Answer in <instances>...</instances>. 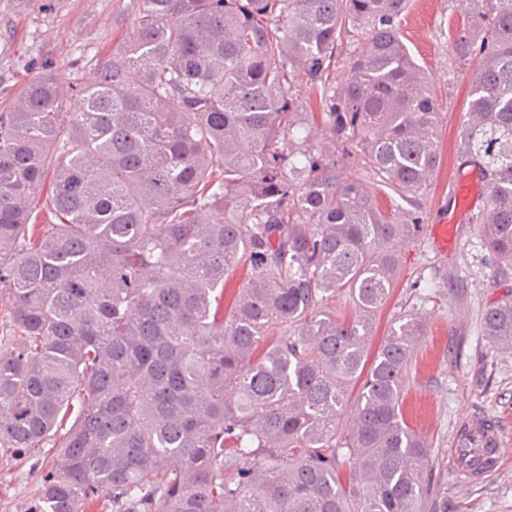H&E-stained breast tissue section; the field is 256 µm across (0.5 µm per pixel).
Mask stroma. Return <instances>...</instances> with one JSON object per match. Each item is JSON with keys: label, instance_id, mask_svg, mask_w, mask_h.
Wrapping results in <instances>:
<instances>
[{"label": "stroma", "instance_id": "obj_1", "mask_svg": "<svg viewBox=\"0 0 512 512\" xmlns=\"http://www.w3.org/2000/svg\"><path fill=\"white\" fill-rule=\"evenodd\" d=\"M128 0H0V112L50 64L67 88L66 105L78 98L71 86L95 80L97 59L127 33L116 20ZM461 16L454 0H412L401 22V36L414 60L428 73L441 112V162L409 207L384 184H376L380 208L395 217L419 216V238L402 248L403 273L375 318L374 336H385L403 314L426 326L415 348L404 390L406 418L430 445V479L445 492L435 512H512V351L493 347L481 331L490 304L512 289V273L496 280V262L485 248L476 218L486 206L478 190L471 210L459 218L455 241L441 249L432 227L454 211V182L464 168L456 158L457 130L468 107L471 64L452 53L450 33ZM478 414L500 428L505 455L478 482L462 486L454 476L448 450L460 421ZM52 452L38 462L18 463L0 455V512H28L42 470Z\"/></svg>", "mask_w": 512, "mask_h": 512}]
</instances>
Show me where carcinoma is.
<instances>
[{
	"mask_svg": "<svg viewBox=\"0 0 512 512\" xmlns=\"http://www.w3.org/2000/svg\"><path fill=\"white\" fill-rule=\"evenodd\" d=\"M409 5L130 0L132 30L75 87L77 110L46 65L0 112V449H56L28 512H425L440 494L403 409L425 326L401 317L373 345L420 223L335 160L411 203L439 165L440 112L400 35ZM458 9L453 52L480 61L457 159L484 182L477 220L505 276L512 0ZM298 81L319 96V144L295 136ZM338 294L354 318L328 308ZM482 329L512 349V293ZM358 47V41L351 38L345 41L343 46L336 53V63L331 74V81L333 84H336V87L344 83L347 78L350 56Z\"/></svg>",
	"mask_w": 512,
	"mask_h": 512,
	"instance_id": "obj_1",
	"label": "carcinoma"
}]
</instances>
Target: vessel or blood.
Listing matches in <instances>:
<instances>
[{
  "instance_id": "obj_1",
  "label": "vessel or blood",
  "mask_w": 512,
  "mask_h": 512,
  "mask_svg": "<svg viewBox=\"0 0 512 512\" xmlns=\"http://www.w3.org/2000/svg\"><path fill=\"white\" fill-rule=\"evenodd\" d=\"M503 454L497 426L482 418L467 419L448 451L455 465V478L462 485L471 484L495 467Z\"/></svg>"
}]
</instances>
